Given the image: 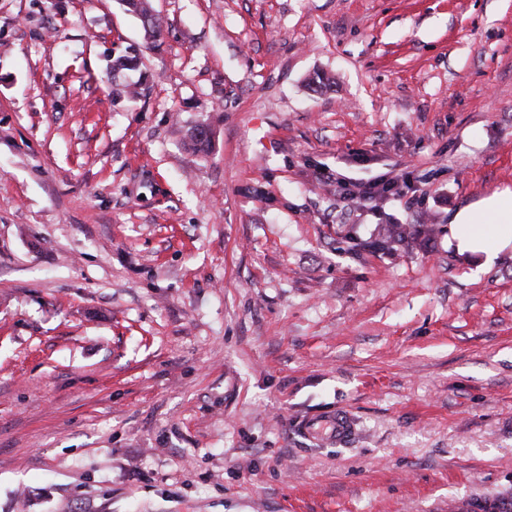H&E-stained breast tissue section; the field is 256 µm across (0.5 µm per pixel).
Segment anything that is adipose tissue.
<instances>
[{
    "label": "adipose tissue",
    "mask_w": 512,
    "mask_h": 512,
    "mask_svg": "<svg viewBox=\"0 0 512 512\" xmlns=\"http://www.w3.org/2000/svg\"><path fill=\"white\" fill-rule=\"evenodd\" d=\"M448 246L463 260L482 267L512 250V191L494 192L465 206L448 227Z\"/></svg>",
    "instance_id": "1"
}]
</instances>
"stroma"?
<instances>
[{
    "mask_svg": "<svg viewBox=\"0 0 512 512\" xmlns=\"http://www.w3.org/2000/svg\"><path fill=\"white\" fill-rule=\"evenodd\" d=\"M150 3L0 0V512L512 500V252L448 247L512 189V0ZM129 11L137 13L144 21L146 33L154 38L160 30L158 19L152 14L148 0H124ZM360 197L367 203H375L373 207L377 206L378 201H382L389 196L397 198L404 197L403 190L401 189L399 179L395 177L381 178L371 184L362 191ZM435 232L434 225L427 224H379L377 234L368 240L353 237L355 249L392 250L395 244L408 247L421 246ZM300 428L302 433L312 441L320 438L328 443L340 445L347 442L352 435L354 423L348 412L338 410L323 420L316 418L306 420L301 423Z\"/></svg>",
    "mask_w": 512,
    "mask_h": 512,
    "instance_id": "stroma-1",
    "label": "stroma"
}]
</instances>
